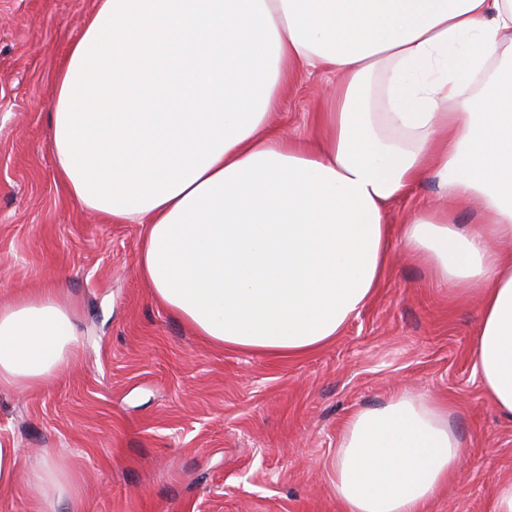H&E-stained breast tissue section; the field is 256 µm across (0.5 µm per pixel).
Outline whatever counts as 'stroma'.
I'll return each instance as SVG.
<instances>
[{
	"instance_id": "stroma-1",
	"label": "stroma",
	"mask_w": 512,
	"mask_h": 512,
	"mask_svg": "<svg viewBox=\"0 0 512 512\" xmlns=\"http://www.w3.org/2000/svg\"><path fill=\"white\" fill-rule=\"evenodd\" d=\"M96 0H0V306L57 286L84 330L76 358L24 394L0 391V446L61 454L76 512H343L328 468L346 421L399 390L448 403L465 445L426 512H495L512 419L473 371L474 297L437 287L392 244L372 301L330 344L278 359L205 341L137 272L140 224L79 206L50 149L57 65ZM340 94L305 68L279 135L312 141Z\"/></svg>"
}]
</instances>
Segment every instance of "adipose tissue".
<instances>
[{"label": "adipose tissue", "instance_id": "adipose-tissue-1", "mask_svg": "<svg viewBox=\"0 0 512 512\" xmlns=\"http://www.w3.org/2000/svg\"><path fill=\"white\" fill-rule=\"evenodd\" d=\"M302 67L340 80L314 144L274 133ZM50 128L70 196L144 225L138 274L196 335L316 351L372 299L396 237L436 286L477 294L474 370L512 419V0H97ZM427 182L452 209L392 228L389 205ZM81 345L56 288L0 306V390L39 388ZM449 415L407 392L355 412L330 467L344 512H424L462 467ZM26 489L77 499L53 457Z\"/></svg>", "mask_w": 512, "mask_h": 512}]
</instances>
